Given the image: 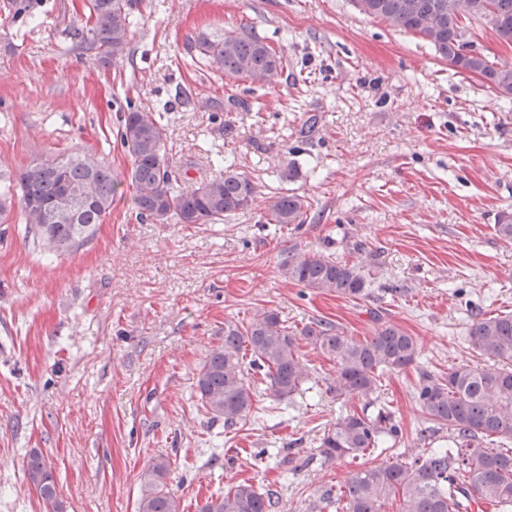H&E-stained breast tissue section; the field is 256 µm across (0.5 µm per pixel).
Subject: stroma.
<instances>
[{
	"label": "stroma",
	"instance_id": "obj_1",
	"mask_svg": "<svg viewBox=\"0 0 512 512\" xmlns=\"http://www.w3.org/2000/svg\"><path fill=\"white\" fill-rule=\"evenodd\" d=\"M19 3L0 0V512H47L23 468L34 450L65 512H137L160 456L185 512L242 479L274 490L277 512H315L323 483L450 446L413 389L420 372L476 362L474 318L512 314V244L493 229L512 210V98L351 0H143L129 46L106 62L71 47L83 0ZM242 30L284 52L277 84L227 77L190 48ZM130 101L162 115L169 161L188 172L181 189L209 179L221 154L265 195L306 196L304 224L264 223L259 202L221 224L140 218L117 136ZM80 147L110 165L117 198L91 239L50 256L27 233L15 177ZM291 251L363 260L369 296L285 282ZM264 309L361 341L384 322L413 336L417 361L376 397L401 437L321 466L320 436L364 403L336 396L332 363L305 344L309 391L276 412L261 396L267 415L231 434L212 421L194 374L225 320Z\"/></svg>",
	"mask_w": 512,
	"mask_h": 512
}]
</instances>
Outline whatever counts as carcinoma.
Returning <instances> with one entry per match:
<instances>
[{
  "instance_id": "carcinoma-1",
  "label": "carcinoma",
  "mask_w": 512,
  "mask_h": 512,
  "mask_svg": "<svg viewBox=\"0 0 512 512\" xmlns=\"http://www.w3.org/2000/svg\"><path fill=\"white\" fill-rule=\"evenodd\" d=\"M358 11L387 25L413 33L461 74L475 75L498 93L512 95V62H492L466 39L474 21L491 24L497 38L512 45V0H352ZM142 0H86V20L71 28L74 46L95 50L104 60L124 52L131 41L135 14ZM195 47L228 77L270 85L283 72L285 56L246 31L220 40L200 37ZM119 141L130 159L129 181L138 214L155 223L218 224L251 207L259 197L256 182L230 163L190 192L179 186V174L165 156L166 130L150 112L130 104L120 117ZM24 223L33 243L65 254L93 237L112 210L117 186L106 161L91 150L76 149L22 170L18 177ZM75 186L90 204L69 220L57 221L48 206L65 188ZM306 197L282 193L266 199L268 224L305 223ZM495 235L512 243V212L503 211ZM281 276L323 294L346 299L368 295L371 276L355 263L330 254L295 253L280 265ZM312 345L336 368V395L366 400L362 412L339 416L318 441L326 466L344 458L371 454L384 439H398L393 414H368L371 396L386 373L412 365L417 342L399 326L384 323L364 341L347 336L330 320L314 319L297 329L275 311L257 315L248 325L224 323V344L209 350L195 376L202 407L224 428L235 430L252 415L257 392L282 402L310 380L298 354V341ZM470 349L492 364L461 365L448 376L421 373L415 397L427 420L447 427L454 447L435 448L425 456L365 466L351 473L344 489L323 485L319 500L345 512H385L389 500L402 499L401 512H512V314L474 321ZM28 482L50 512H65L53 469L34 451L25 460ZM171 461H154L145 477L138 512H183L180 499L165 490ZM275 492L247 481L229 484L206 500L199 512H275Z\"/></svg>"
}]
</instances>
